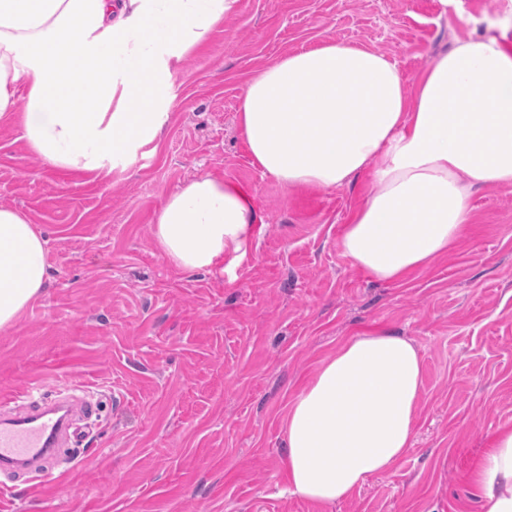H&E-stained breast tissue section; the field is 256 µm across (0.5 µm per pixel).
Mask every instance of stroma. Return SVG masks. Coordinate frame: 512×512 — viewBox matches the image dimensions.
<instances>
[{
    "label": "stroma",
    "mask_w": 512,
    "mask_h": 512,
    "mask_svg": "<svg viewBox=\"0 0 512 512\" xmlns=\"http://www.w3.org/2000/svg\"><path fill=\"white\" fill-rule=\"evenodd\" d=\"M507 0H238L166 89L157 153L91 179L33 155L0 120V206L46 240L42 296L0 329V391L74 385L93 436L17 472L0 512H480L466 475L512 426V186L472 189V219L443 257L394 283L338 247L369 189L285 187L254 165L238 126L246 81L325 39L395 59L406 80ZM251 189L261 224L231 271L165 262L154 216L186 181ZM413 340L424 388L411 448L389 472L322 507L283 481V417L349 337Z\"/></svg>",
    "instance_id": "stroma-1"
}]
</instances>
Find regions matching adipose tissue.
Wrapping results in <instances>:
<instances>
[{
  "label": "adipose tissue",
  "instance_id": "ef3b65f1",
  "mask_svg": "<svg viewBox=\"0 0 512 512\" xmlns=\"http://www.w3.org/2000/svg\"><path fill=\"white\" fill-rule=\"evenodd\" d=\"M238 0H0V120L19 119L51 167L96 178L157 150L165 88ZM512 5L439 52L414 86L372 48L327 40L245 84L238 119L253 162L287 187L375 185L338 241L353 264L396 282L447 254L471 220L469 191L512 185ZM259 216L239 184L210 174L170 193L155 247L188 273L247 254ZM46 242L0 207V328L42 295ZM423 390L413 341L372 332L324 358L284 418L290 494L327 505L411 448ZM482 512H512V427L467 474Z\"/></svg>",
  "mask_w": 512,
  "mask_h": 512
}]
</instances>
